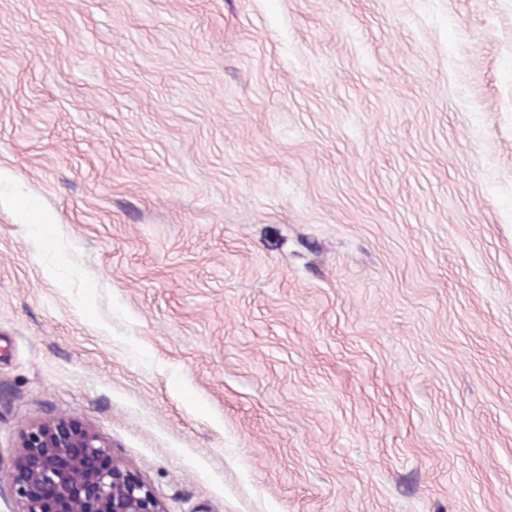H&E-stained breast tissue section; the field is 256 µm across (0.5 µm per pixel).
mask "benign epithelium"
<instances>
[{
	"mask_svg": "<svg viewBox=\"0 0 512 512\" xmlns=\"http://www.w3.org/2000/svg\"><path fill=\"white\" fill-rule=\"evenodd\" d=\"M13 468L9 489L21 512H165L97 434L64 419L27 427Z\"/></svg>",
	"mask_w": 512,
	"mask_h": 512,
	"instance_id": "obj_1",
	"label": "benign epithelium"
}]
</instances>
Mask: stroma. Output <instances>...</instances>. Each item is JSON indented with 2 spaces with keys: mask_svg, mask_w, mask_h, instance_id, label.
Returning a JSON list of instances; mask_svg holds the SVG:
<instances>
[{
  "mask_svg": "<svg viewBox=\"0 0 512 512\" xmlns=\"http://www.w3.org/2000/svg\"><path fill=\"white\" fill-rule=\"evenodd\" d=\"M51 418L165 512H512V0H0V512Z\"/></svg>",
  "mask_w": 512,
  "mask_h": 512,
  "instance_id": "stroma-1",
  "label": "stroma"
}]
</instances>
